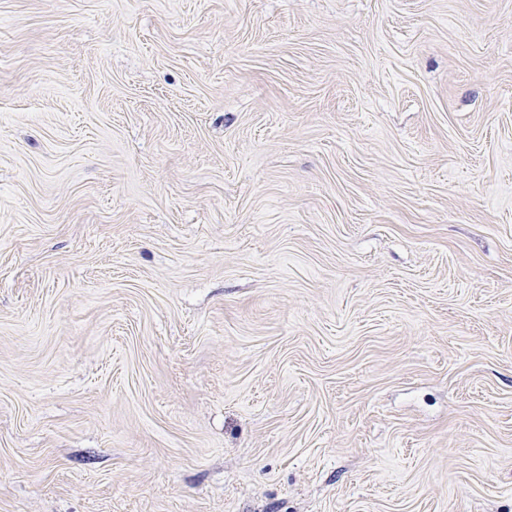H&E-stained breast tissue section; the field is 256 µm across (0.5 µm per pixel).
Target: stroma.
Listing matches in <instances>:
<instances>
[{
    "mask_svg": "<svg viewBox=\"0 0 512 512\" xmlns=\"http://www.w3.org/2000/svg\"><path fill=\"white\" fill-rule=\"evenodd\" d=\"M0 512H512V0H0Z\"/></svg>",
    "mask_w": 512,
    "mask_h": 512,
    "instance_id": "1",
    "label": "stroma"
}]
</instances>
